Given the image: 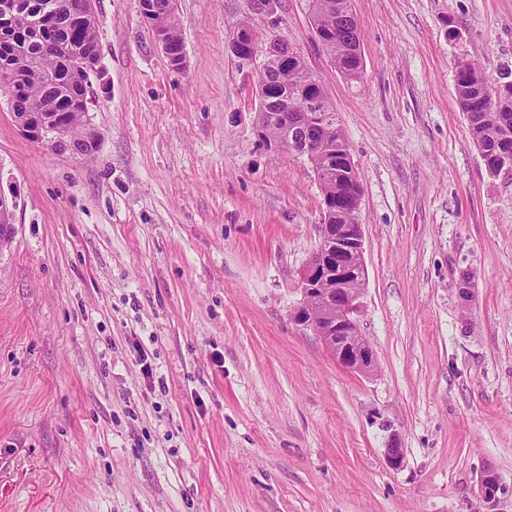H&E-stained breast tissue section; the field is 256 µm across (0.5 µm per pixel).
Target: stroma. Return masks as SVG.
<instances>
[{
	"label": "stroma",
	"instance_id": "1",
	"mask_svg": "<svg viewBox=\"0 0 512 512\" xmlns=\"http://www.w3.org/2000/svg\"><path fill=\"white\" fill-rule=\"evenodd\" d=\"M279 2L361 184L376 369L292 319L323 196L259 129L271 34L230 48L251 0H177L180 69L140 0H93L94 154L23 136L0 90V512H512V172L454 82L512 72V0H352L353 80ZM17 198L0 191V250L7 246L15 233L14 213Z\"/></svg>",
	"mask_w": 512,
	"mask_h": 512
}]
</instances>
